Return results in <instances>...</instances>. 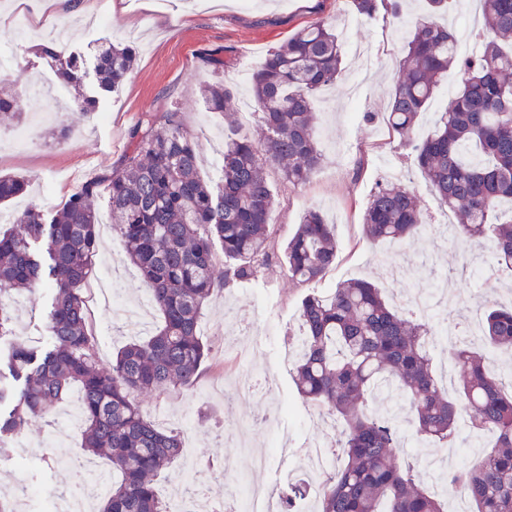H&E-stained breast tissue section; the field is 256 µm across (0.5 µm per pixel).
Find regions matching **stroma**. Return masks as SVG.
<instances>
[{
    "mask_svg": "<svg viewBox=\"0 0 512 512\" xmlns=\"http://www.w3.org/2000/svg\"><path fill=\"white\" fill-rule=\"evenodd\" d=\"M89 7V13L69 21L70 35L61 43L64 53L89 55L91 46L105 37L132 47L136 62L121 88L100 96L96 113L86 117L74 104V88L57 78L50 60L40 53L52 42L51 0H0V61L9 68L0 82L22 88L26 98L21 122L0 124V136L21 127L34 134L27 150L0 154V173L29 180L26 194L0 205L1 214L32 205L60 210L76 188L118 164L128 132L143 113L173 106L181 108L185 129L197 137L201 175L217 178L222 155L206 133L223 131L224 117L210 111L201 97V85L208 78L202 62L206 53L232 50L234 64L225 70L224 79L241 99L249 94L247 79L261 57L300 26L324 19L342 28L346 77H366L357 109H350L342 90L317 95V141L325 161L306 184L289 185L275 167L266 171L275 191L270 220L274 252H281L302 214L316 208L335 226V266L309 287L289 279L275 261L257 279L223 291L203 309L201 336L211 349V363L194 388L173 387L139 400L148 418H156L158 409L168 410L166 428L181 430L184 455L199 460L182 478L158 477L162 498L176 494L200 506L224 500L225 481L218 466L229 461L235 462L240 476L265 485L305 477L298 454L306 441L317 437L320 411L299 397L293 364L282 349L309 291L323 293L346 279L365 276L393 301L412 282L425 286L432 275L445 274L457 299L454 309L467 318L479 314L481 306L512 295L504 279L476 268L457 273L461 258L473 250L463 238L445 242L421 233L389 256L382 245L362 239V214L377 183L388 179L390 164L403 168L405 185L420 198L424 222L443 211L385 119L392 76L419 13L418 0H410L398 26L368 24L350 13L346 0H250L246 5L241 0H89ZM352 110L357 116L351 120L347 114ZM64 126L68 136L57 139V130ZM364 154L371 162L360 172L356 162ZM99 214L105 248L95 260L90 283L105 289L109 300L94 311L92 323L98 365L107 369L130 338L127 322L142 314L151 331L160 316L148 303L149 291L132 281L136 270L116 239L107 201H100ZM13 299L17 336L33 346L45 345L52 292L37 287L19 291ZM249 370L268 381L271 393L243 397L236 392L237 377ZM75 404L71 397L48 417L30 419L12 438V455L0 458V499L13 512H48L50 499L78 494L85 462L110 472L106 459L89 458L83 451L80 429L67 431L63 447L50 445L52 428Z\"/></svg>",
    "mask_w": 512,
    "mask_h": 512,
    "instance_id": "35a3bbf8",
    "label": "stroma"
}]
</instances>
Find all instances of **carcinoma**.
I'll list each match as a JSON object with an SVG mask.
<instances>
[{"label": "carcinoma", "mask_w": 512, "mask_h": 512, "mask_svg": "<svg viewBox=\"0 0 512 512\" xmlns=\"http://www.w3.org/2000/svg\"><path fill=\"white\" fill-rule=\"evenodd\" d=\"M450 0H424L398 64L386 122L430 191L451 214L457 234L490 247L491 266L512 276V0H482L478 54H458L448 24ZM367 23L403 22L406 0H349ZM343 50L333 25L313 21L268 51L250 77L251 102L261 128L258 139L235 129L233 87L220 79L204 84L213 112L224 113L221 178L199 172L196 137L181 112H146L131 128L119 164L81 185L55 213L31 206L0 231V364L14 381L0 384V457L12 453L10 438L29 417L48 415L72 389L81 395L83 449L112 464L102 512H169L154 477L177 471L182 444L177 431L147 419L133 395L193 385L209 359L200 337L204 305L234 284L258 277L271 260L270 214L275 195L265 170L279 167L293 186L321 167L313 100L342 77ZM135 52L101 46L94 73L104 91L118 89L132 71ZM61 78L82 86L84 61H59ZM460 92L439 113L435 132L423 139L416 123L450 73ZM24 95L0 89V119H21ZM28 180L0 175V204L25 193ZM107 193L118 231L141 285L151 290L161 327L121 347L112 368L101 369L97 344L87 329L81 291L101 243L94 200ZM423 224L417 195L400 182L377 185L363 215L371 243L402 242ZM220 245L224 265L213 248ZM334 225L307 210L283 248L281 266L299 284L318 283L336 263ZM42 286L54 292L48 314L49 342L37 349L16 337L10 293ZM304 332L294 362V383L303 401L338 422L342 465L319 494L320 512H445L446 493L463 491L473 512H512V367L491 368L485 351L512 352V304H491L481 324V345L456 344L449 359L462 372L457 396L441 386L427 349L435 324L412 311L400 314L381 288L351 279L328 294L310 293L300 304ZM402 397L407 420L375 410L383 394ZM475 438L489 432L479 461L455 468L427 485L415 460L400 454L411 435L418 442L455 438L461 411ZM307 486L294 481L278 493V512H294Z\"/></svg>", "instance_id": "carcinoma-1"}]
</instances>
